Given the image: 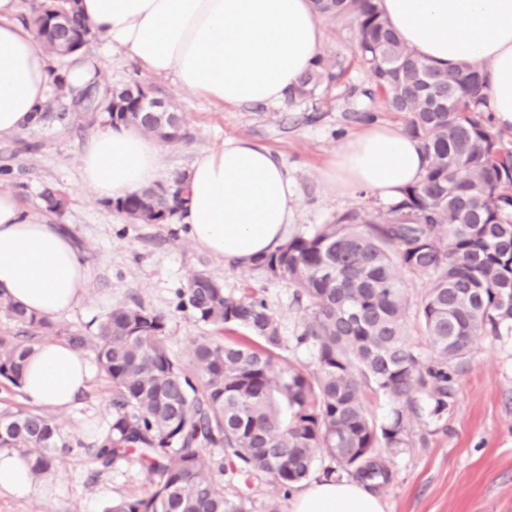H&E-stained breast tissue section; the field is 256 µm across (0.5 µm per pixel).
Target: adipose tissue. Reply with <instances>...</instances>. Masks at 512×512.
<instances>
[{"label": "adipose tissue", "instance_id": "ef3b65f1", "mask_svg": "<svg viewBox=\"0 0 512 512\" xmlns=\"http://www.w3.org/2000/svg\"><path fill=\"white\" fill-rule=\"evenodd\" d=\"M400 39L433 63H481L496 123L512 127V0H380ZM88 24L110 48L147 74L170 76L183 90L228 106L279 104L320 56L326 31L312 0H79ZM20 0H0V139L37 129L54 77L74 90L94 79L91 61L69 56L54 72L46 44L19 19ZM163 146L122 125H108L80 157L83 187L115 201L151 186ZM419 140L374 125L347 138L322 172L340 194L366 190L400 199L425 172ZM181 215L190 239L224 262L252 264L278 249L299 196L284 163L266 147L229 138L200 154L187 173ZM89 273L71 239L42 223L0 188V297L27 315L50 318L83 300ZM69 345L35 346L21 379L38 406L67 409L93 380ZM29 457L0 451V494L41 495ZM290 512H384L353 479L323 480L298 492Z\"/></svg>", "mask_w": 512, "mask_h": 512}]
</instances>
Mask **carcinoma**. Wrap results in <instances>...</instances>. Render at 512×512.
<instances>
[{
  "label": "carcinoma",
  "mask_w": 512,
  "mask_h": 512,
  "mask_svg": "<svg viewBox=\"0 0 512 512\" xmlns=\"http://www.w3.org/2000/svg\"><path fill=\"white\" fill-rule=\"evenodd\" d=\"M78 0H41L33 18L57 55L89 50L91 28ZM328 20L356 32L355 51L404 133L421 141L427 166L384 213L349 211L312 233L285 241L253 268L296 288L308 315L297 344L313 347L316 368L305 374L281 363L275 315L254 295L235 297L206 272L176 293V309L220 331L242 329L247 341L200 337L191 372L168 349L165 316L139 304L117 306L97 334H65L47 319L27 318L0 298V308L32 330L63 336L74 349L93 346L112 384L106 430L87 448L101 467L136 461L150 495L121 500L106 512H246L224 498V462L271 477L289 489L307 480L323 452L372 489L389 483L391 458L409 447L413 423L438 422L455 402L457 379L477 336L512 337V150L492 116L482 115L481 70L440 68L409 49L390 28L378 0H313ZM70 18L60 29L56 16ZM339 60L320 57L289 90L314 98L338 79ZM140 84L112 87L107 124L133 126L163 143L189 138L181 117L157 121L137 106ZM186 178L150 186L107 206L140 224H167L185 201ZM424 274L430 286L417 308L399 271ZM432 348L427 355L407 330L410 311ZM33 344L0 336V380L18 388ZM389 412L377 422L366 391ZM0 448L34 460V478L56 473L72 451L55 421L40 412L0 415ZM224 449L225 458L208 452Z\"/></svg>",
  "instance_id": "obj_1"
}]
</instances>
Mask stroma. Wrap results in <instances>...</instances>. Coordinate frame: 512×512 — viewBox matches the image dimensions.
Instances as JSON below:
<instances>
[{"instance_id":"35a3bbf8","label":"stroma","mask_w":512,"mask_h":512,"mask_svg":"<svg viewBox=\"0 0 512 512\" xmlns=\"http://www.w3.org/2000/svg\"><path fill=\"white\" fill-rule=\"evenodd\" d=\"M354 44L352 29L327 22L322 54L343 62L346 72L339 83L312 100L234 108L184 91L172 79L144 73L123 52L104 50L102 38H94L89 55L99 89L137 81L181 112L191 138L165 146L160 184L187 173L200 152L224 139L262 144L283 161L298 187L299 202L288 227L295 237L345 212L388 206L387 200L364 192L335 194L321 178L340 144L367 123L404 126L403 117L388 111L382 97L360 96L372 80L354 58ZM52 110L36 130L0 140V186L68 234L89 270L84 301L70 314L54 317L56 327L92 336L112 308L136 301L165 316L167 346L183 367H190L193 340L213 330L177 312L175 295L193 272L202 270L226 293L248 291L263 298L280 324L279 356L296 369L314 371L313 349L294 341L306 311L287 282L212 258L195 247L178 220L133 224L94 199L81 185L79 158L101 122L69 95L54 102ZM48 188L65 193L61 210L47 209L41 194ZM457 389L445 418L415 422L410 446L393 457L391 480L377 491L384 512H512V339L479 337ZM111 414L112 385L99 372L69 409L53 414L74 449L59 473L41 479L44 497L1 494L0 512H105L110 502L147 496L151 486L139 466L119 463L104 470L84 451ZM223 488L225 498L243 503L247 512H267L272 504L279 512L291 508V495L268 477L228 468Z\"/></svg>"}]
</instances>
